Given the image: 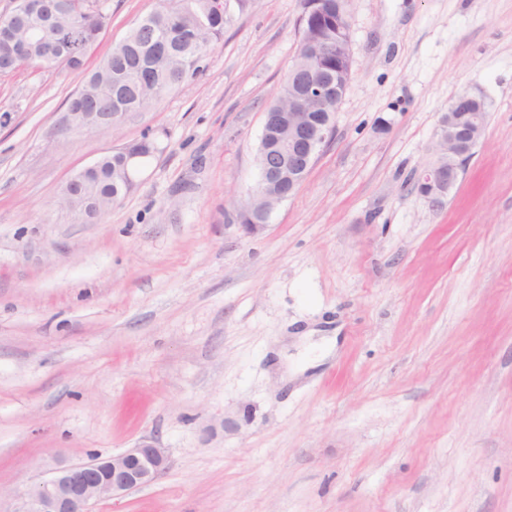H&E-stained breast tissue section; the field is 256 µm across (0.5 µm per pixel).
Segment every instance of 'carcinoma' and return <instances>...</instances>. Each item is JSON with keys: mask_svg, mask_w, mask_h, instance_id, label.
I'll return each instance as SVG.
<instances>
[{"mask_svg": "<svg viewBox=\"0 0 512 512\" xmlns=\"http://www.w3.org/2000/svg\"><path fill=\"white\" fill-rule=\"evenodd\" d=\"M231 0H160L95 68L66 105L70 124L87 126L86 113L146 112L167 92L201 71L211 46L224 35ZM23 5L8 25L0 22V70L26 63L45 69L83 71L84 57L108 20L106 0L75 12L74 0H17ZM150 147L135 143L112 152L64 187L60 208L77 223H92L131 188L128 159Z\"/></svg>", "mask_w": 512, "mask_h": 512, "instance_id": "obj_1", "label": "carcinoma"}]
</instances>
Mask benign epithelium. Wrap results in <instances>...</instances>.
<instances>
[{"instance_id": "7a95c632", "label": "benign epithelium", "mask_w": 512, "mask_h": 512, "mask_svg": "<svg viewBox=\"0 0 512 512\" xmlns=\"http://www.w3.org/2000/svg\"><path fill=\"white\" fill-rule=\"evenodd\" d=\"M336 13V32L311 34L300 29L299 63L288 70V111L264 113L257 162L261 193L240 207L241 227L248 234L262 230L274 207L295 193L320 148L334 131L333 113L313 110L339 106L351 77L350 32ZM336 59V76L324 75L325 64ZM478 98L467 91L448 103V117L440 132L436 162L417 182L418 193L440 207L473 155L483 131L476 113ZM164 449L144 441L124 453L72 464L40 483L15 512H91L95 502L114 498L156 482L168 469Z\"/></svg>"}]
</instances>
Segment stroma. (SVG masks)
<instances>
[{
	"mask_svg": "<svg viewBox=\"0 0 512 512\" xmlns=\"http://www.w3.org/2000/svg\"><path fill=\"white\" fill-rule=\"evenodd\" d=\"M107 5L90 69L157 0ZM300 13L231 8L202 72L64 140L81 74H0V512L145 439L166 473L92 512H512V0H350L334 136L248 236ZM463 91L485 130L435 208L417 180ZM146 133L97 223L58 208Z\"/></svg>",
	"mask_w": 512,
	"mask_h": 512,
	"instance_id": "obj_1",
	"label": "stroma"
}]
</instances>
